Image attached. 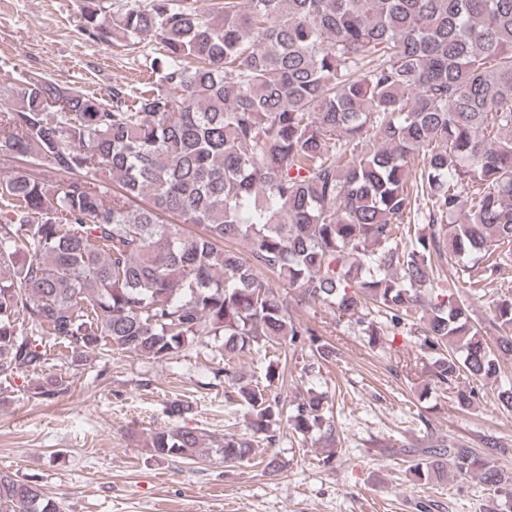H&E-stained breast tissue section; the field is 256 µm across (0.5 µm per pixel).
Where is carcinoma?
<instances>
[{
  "mask_svg": "<svg viewBox=\"0 0 512 512\" xmlns=\"http://www.w3.org/2000/svg\"><path fill=\"white\" fill-rule=\"evenodd\" d=\"M81 0L83 30L159 42L158 84L105 102L33 74L0 99V379L61 345L80 366L118 349L166 361L224 337L236 361L276 349L240 384L246 432L159 429V457L226 464L286 423L334 449L323 394L285 393L287 356L333 350L266 279L357 322L372 343L416 339L427 373L472 409L512 356V298H468L512 270V0ZM68 392L47 377L33 397ZM508 449H420L419 482L477 475L512 501ZM58 512L0 471V508Z\"/></svg>",
  "mask_w": 512,
  "mask_h": 512,
  "instance_id": "cac0c4a2",
  "label": "carcinoma"
}]
</instances>
